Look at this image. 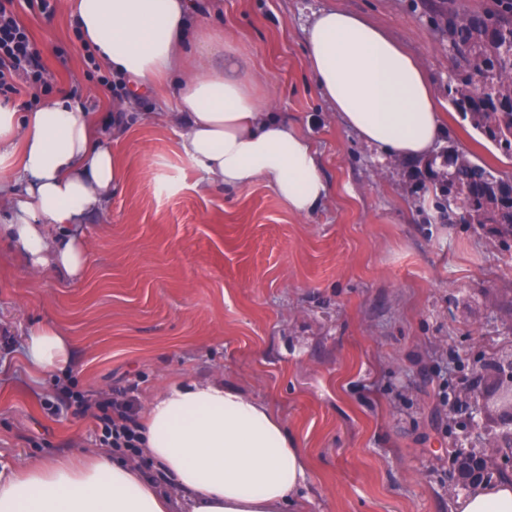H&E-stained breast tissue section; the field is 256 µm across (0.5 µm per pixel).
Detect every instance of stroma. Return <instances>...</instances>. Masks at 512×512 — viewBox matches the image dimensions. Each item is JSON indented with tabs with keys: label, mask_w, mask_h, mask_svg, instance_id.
<instances>
[{
	"label": "stroma",
	"mask_w": 512,
	"mask_h": 512,
	"mask_svg": "<svg viewBox=\"0 0 512 512\" xmlns=\"http://www.w3.org/2000/svg\"><path fill=\"white\" fill-rule=\"evenodd\" d=\"M491 3L197 0V29L229 32L258 91L319 151L330 194L308 216L260 183L198 193L173 88L122 106L86 70L72 0L49 18L21 9L54 76L40 101L71 96L93 112L126 179L81 227L83 278L0 245V462L100 447L95 402L128 400L137 415L171 382H217L272 405L305 448L308 512H453L467 492L456 458L488 449L500 420L485 364L512 356V242L446 223L424 166L375 159L313 83L304 29L326 8L382 28L435 87L443 146L510 179L512 158L448 101L454 57L432 21ZM124 108L135 120L113 122ZM42 321L73 356L37 376L23 346ZM474 386L487 394L475 428L448 404Z\"/></svg>",
	"instance_id": "35a3bbf8"
}]
</instances>
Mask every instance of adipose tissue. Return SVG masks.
<instances>
[{"instance_id": "1", "label": "adipose tissue", "mask_w": 512, "mask_h": 512, "mask_svg": "<svg viewBox=\"0 0 512 512\" xmlns=\"http://www.w3.org/2000/svg\"><path fill=\"white\" fill-rule=\"evenodd\" d=\"M89 48L138 95L170 79L181 101V149L200 190L270 187L307 216L329 194L313 143L274 112L239 72L187 67L200 53L234 54L230 40L194 28L192 0H74ZM311 77L341 123L380 158L435 157L445 132L437 93L420 62L361 15L314 12L305 28ZM124 182L88 113L61 97L22 112L0 104V239L29 266L81 278L80 224L102 213ZM31 370L63 369L72 358L52 322L30 329ZM138 446L151 473L104 448L0 464V512H305L313 481L306 455L269 405L217 383H172L147 406ZM456 512H512V480L475 485Z\"/></svg>"}]
</instances>
